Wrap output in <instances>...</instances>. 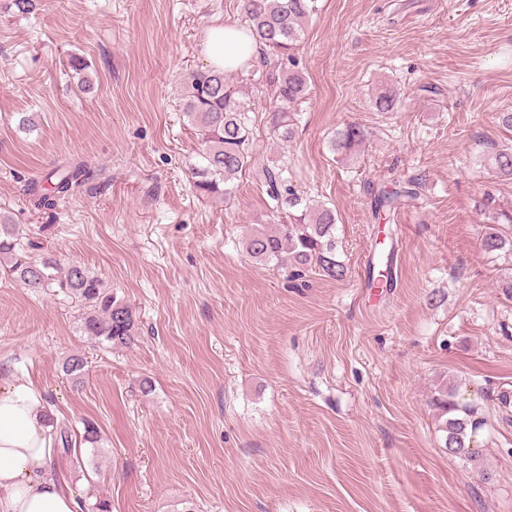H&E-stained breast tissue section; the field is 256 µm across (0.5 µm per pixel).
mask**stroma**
I'll return each mask as SVG.
<instances>
[{
    "instance_id": "1",
    "label": "stroma",
    "mask_w": 512,
    "mask_h": 512,
    "mask_svg": "<svg viewBox=\"0 0 512 512\" xmlns=\"http://www.w3.org/2000/svg\"><path fill=\"white\" fill-rule=\"evenodd\" d=\"M6 4L0 212L41 254L101 277L140 325L109 348L63 296L0 275V387L33 382L60 427L103 437L55 474L110 512H512V251L481 246L482 201L512 206L490 161L512 144L498 121L512 112V0H318L295 52L309 88L296 135L274 138L271 89L255 93L252 163L229 205L193 187L202 147L181 89L205 66L207 28L241 22L239 0ZM386 85L400 99L387 114ZM349 124L366 137L334 154ZM74 159L82 184L31 207L29 179ZM283 167L335 206L343 280L244 252L274 224L266 177ZM410 178L421 199L377 217L374 192ZM73 353L78 384L62 370ZM445 385L482 422L475 460L444 446L432 398Z\"/></svg>"
}]
</instances>
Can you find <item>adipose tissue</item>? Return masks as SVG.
Segmentation results:
<instances>
[{
	"label": "adipose tissue",
	"mask_w": 512,
	"mask_h": 512,
	"mask_svg": "<svg viewBox=\"0 0 512 512\" xmlns=\"http://www.w3.org/2000/svg\"><path fill=\"white\" fill-rule=\"evenodd\" d=\"M201 52L208 67L244 70L257 47L235 23L211 25ZM53 412L34 383L0 388V512H81L80 502L53 474Z\"/></svg>",
	"instance_id": "1"
}]
</instances>
